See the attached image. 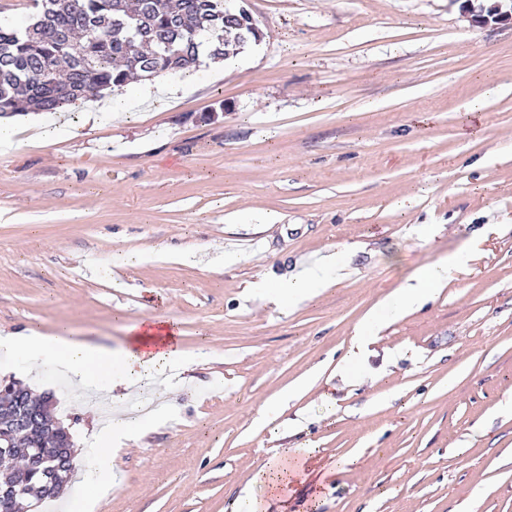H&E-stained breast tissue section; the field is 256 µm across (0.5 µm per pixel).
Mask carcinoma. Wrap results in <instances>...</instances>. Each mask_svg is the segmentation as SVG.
<instances>
[{"mask_svg": "<svg viewBox=\"0 0 512 512\" xmlns=\"http://www.w3.org/2000/svg\"><path fill=\"white\" fill-rule=\"evenodd\" d=\"M227 0H32L17 23L0 17V117L60 112L78 98L141 77L197 70L198 55L212 59L243 46L258 27L252 17L226 8ZM42 403L9 380L0 385V437L13 432L12 416ZM46 457L72 449L69 429L44 424L19 442ZM48 480L43 468L0 479L32 491Z\"/></svg>", "mask_w": 512, "mask_h": 512, "instance_id": "1", "label": "carcinoma"}]
</instances>
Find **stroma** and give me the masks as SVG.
Returning <instances> with one entry per match:
<instances>
[{"instance_id": "obj_1", "label": "stroma", "mask_w": 512, "mask_h": 512, "mask_svg": "<svg viewBox=\"0 0 512 512\" xmlns=\"http://www.w3.org/2000/svg\"><path fill=\"white\" fill-rule=\"evenodd\" d=\"M233 4L262 38L225 70L129 89L76 139L79 113L36 114L44 146H0V334L64 327L119 354L155 318L192 361L104 418L99 392L0 348V379L50 395L74 436L36 512H241L301 446L327 473L266 512H512V24L457 0ZM333 252L350 276L310 300L249 292ZM460 253L392 317L396 288ZM372 310L391 322L348 362ZM112 422L139 437L107 487L82 463ZM457 2H462L460 5V9L464 15L471 18V22L486 26L490 24V19L492 18L494 23L501 24V23H511L512 22V10L510 7V10L502 11V4H497L494 7H492L488 11V18H486L482 12L483 9L481 8L479 12H477L474 4L472 3V0H457Z\"/></svg>"}]
</instances>
